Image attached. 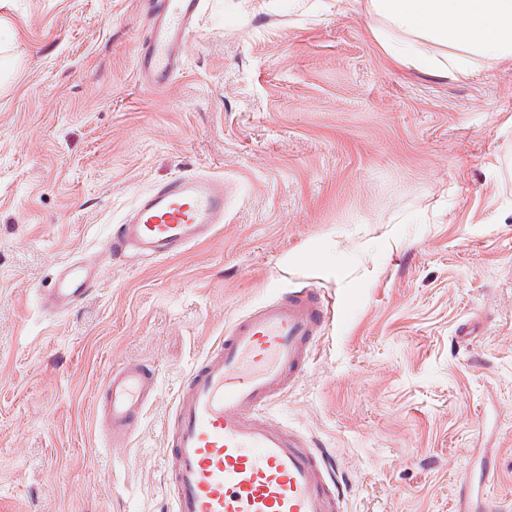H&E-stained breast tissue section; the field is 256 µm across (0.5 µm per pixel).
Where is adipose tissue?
Here are the masks:
<instances>
[{"instance_id":"1","label":"adipose tissue","mask_w":512,"mask_h":512,"mask_svg":"<svg viewBox=\"0 0 512 512\" xmlns=\"http://www.w3.org/2000/svg\"><path fill=\"white\" fill-rule=\"evenodd\" d=\"M399 66L441 79L512 60V0H356Z\"/></svg>"}]
</instances>
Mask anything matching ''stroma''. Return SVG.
<instances>
[{"label":"stroma","mask_w":512,"mask_h":512,"mask_svg":"<svg viewBox=\"0 0 512 512\" xmlns=\"http://www.w3.org/2000/svg\"><path fill=\"white\" fill-rule=\"evenodd\" d=\"M146 27L143 0H0V512H171L188 373L303 287L331 315L269 416L328 457L341 512H459L467 478L512 512V62L440 80L392 64L350 0H206L157 91ZM195 172L232 189L215 238L106 265L44 315L61 265ZM128 361L158 394L111 447Z\"/></svg>","instance_id":"stroma-1"}]
</instances>
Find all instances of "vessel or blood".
<instances>
[{"mask_svg": "<svg viewBox=\"0 0 512 512\" xmlns=\"http://www.w3.org/2000/svg\"><path fill=\"white\" fill-rule=\"evenodd\" d=\"M150 23L136 60L141 83L159 88L180 73L183 49L205 0H144ZM223 177L185 174L141 196L104 244L109 259L161 260L212 237L224 222ZM101 282L99 264L83 258L63 267L41 303L56 316L77 306ZM328 308L303 288L252 308L198 361L175 407L168 435L173 512H336L333 471L265 412L310 361ZM152 365L113 368L106 384L107 440L132 438L153 402Z\"/></svg>", "mask_w": 512, "mask_h": 512, "instance_id": "1", "label": "vessel or blood"}]
</instances>
